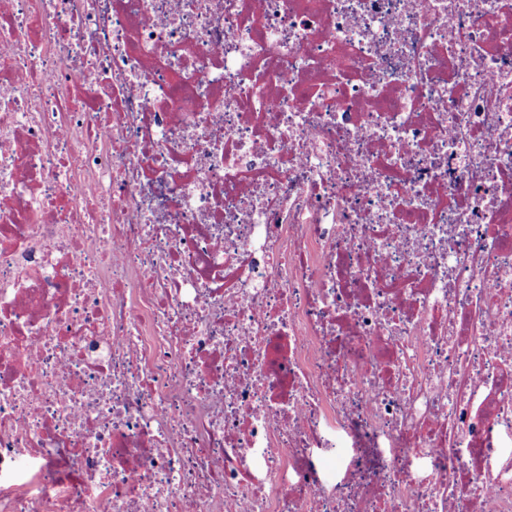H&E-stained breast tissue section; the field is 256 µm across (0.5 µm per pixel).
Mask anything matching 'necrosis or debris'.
Wrapping results in <instances>:
<instances>
[{"mask_svg":"<svg viewBox=\"0 0 512 512\" xmlns=\"http://www.w3.org/2000/svg\"><path fill=\"white\" fill-rule=\"evenodd\" d=\"M503 431L512 0H6L0 512H512Z\"/></svg>","mask_w":512,"mask_h":512,"instance_id":"4bbe7bcc","label":"necrosis or debris"}]
</instances>
